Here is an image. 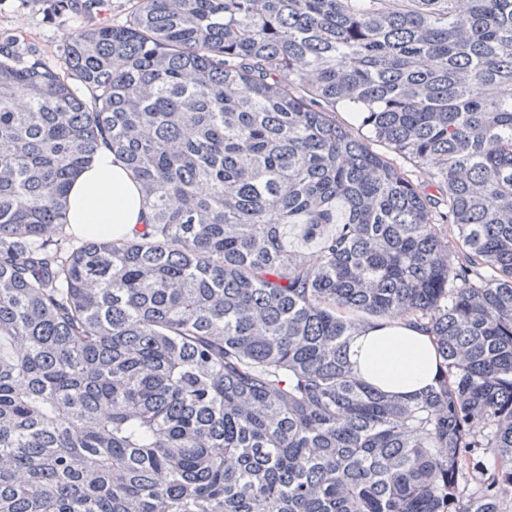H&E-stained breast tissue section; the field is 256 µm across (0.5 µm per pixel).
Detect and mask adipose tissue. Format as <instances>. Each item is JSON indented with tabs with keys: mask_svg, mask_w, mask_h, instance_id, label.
Masks as SVG:
<instances>
[{
	"mask_svg": "<svg viewBox=\"0 0 512 512\" xmlns=\"http://www.w3.org/2000/svg\"><path fill=\"white\" fill-rule=\"evenodd\" d=\"M68 200L67 220L86 238L133 235L148 217L138 184L107 150L72 184ZM348 354L360 378L396 395L427 390L439 373L427 334L400 316L356 336Z\"/></svg>",
	"mask_w": 512,
	"mask_h": 512,
	"instance_id": "1",
	"label": "adipose tissue"
}]
</instances>
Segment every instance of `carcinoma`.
Here are the masks:
<instances>
[{
	"mask_svg": "<svg viewBox=\"0 0 512 512\" xmlns=\"http://www.w3.org/2000/svg\"><path fill=\"white\" fill-rule=\"evenodd\" d=\"M64 70L0 56V512H512V0H135ZM104 149L148 223L78 241ZM348 354L360 378L396 395L425 391L437 381L439 359L433 343L400 315L356 336Z\"/></svg>",
	"mask_w": 512,
	"mask_h": 512,
	"instance_id": "1",
	"label": "carcinoma"
}]
</instances>
